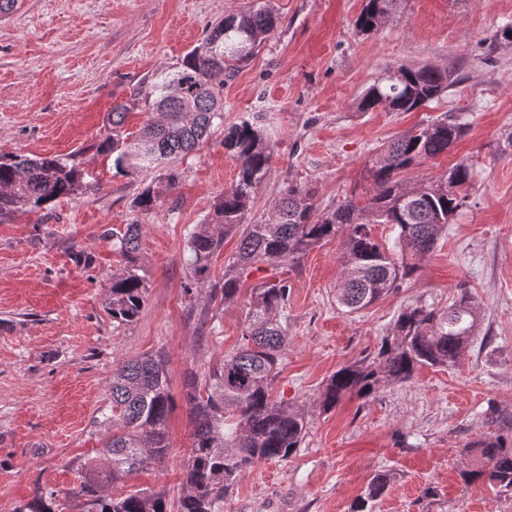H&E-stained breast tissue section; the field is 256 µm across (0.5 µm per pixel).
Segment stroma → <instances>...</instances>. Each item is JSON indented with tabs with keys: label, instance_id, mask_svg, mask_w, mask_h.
<instances>
[{
	"label": "stroma",
	"instance_id": "obj_1",
	"mask_svg": "<svg viewBox=\"0 0 512 512\" xmlns=\"http://www.w3.org/2000/svg\"><path fill=\"white\" fill-rule=\"evenodd\" d=\"M250 0H18L0 22V153L77 155L86 191L52 211L0 223V512H17L37 490L58 512H88L73 495L99 460L102 414L123 362L165 353L176 406L169 455L129 476L123 490L177 499L193 445L189 378L204 381L241 338L247 293L231 302L187 289L184 245L233 184L236 163L223 127L196 152L137 176L115 174L98 143L113 105L156 80L218 19ZM278 17L259 53L224 81V122L257 121L276 144L273 174L255 190L249 220L266 215L286 183L311 188L319 208L365 198L377 150L441 113L466 135L448 154L409 170L413 184L464 158L475 172L467 202L435 252L398 292L356 312L336 302L342 239L299 264L252 272L247 282L288 284V349L274 394L303 411L308 429L290 457L239 473L224 512H351L373 475L390 474L371 512H512V491L465 488L467 444L512 421V42H493L512 22V0H402L384 27L363 34V0H266ZM432 65L453 83L414 112H361L366 87L398 66ZM180 175L169 185V171ZM157 198L141 214L143 187ZM142 226L147 278L139 319L106 312L107 284L122 267L113 235ZM469 294L480 312L458 367H424L369 398L319 400L343 365L376 355L398 313L422 302L448 307Z\"/></svg>",
	"mask_w": 512,
	"mask_h": 512
}]
</instances>
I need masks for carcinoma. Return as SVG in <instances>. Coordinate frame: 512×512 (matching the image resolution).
<instances>
[{"label":"carcinoma","mask_w":512,"mask_h":512,"mask_svg":"<svg viewBox=\"0 0 512 512\" xmlns=\"http://www.w3.org/2000/svg\"><path fill=\"white\" fill-rule=\"evenodd\" d=\"M400 0H364L356 19L362 33L378 30L397 10ZM277 17L265 4L253 3L238 15L214 23L202 42L179 66L146 92L112 106L111 128L98 150L112 154V168L134 176L187 155L207 142L214 127L224 122V77L252 58L274 31ZM448 71L432 66L400 68L368 87L358 109L381 106L391 112H415L439 98L448 87ZM156 113L140 135H124L129 112L141 106ZM465 134L463 126L443 114L395 137L371 160L372 189L364 202L346 200L319 210L309 188L290 184L259 224L245 223L255 188L273 172L275 149L264 129L242 120L224 130L225 153L238 165L234 185L220 196L213 214L186 241L187 288H210L224 301L234 300L246 272L267 265L296 264L324 240L343 237L339 305L361 311L398 291L431 255L450 218L464 204L473 169L460 161L448 173L418 187L402 174L435 159ZM86 187L84 172L73 157L0 155V221L21 210L52 208L62 197ZM135 207L149 214L157 207L151 186L135 198ZM374 224H391L397 231L389 251L372 235ZM141 225L129 224L113 246L125 260L112 275L106 303L119 324L138 320L145 302L147 281L138 265ZM239 236L238 251L224 265L221 279L212 278L211 260L229 234ZM288 285L259 282L251 291L245 326L237 351L213 369L205 387L188 384L186 398L194 424L193 445L185 464L184 491L177 512H222L224 495L246 467L287 458L300 447L308 421L304 412L273 396L283 354L288 346L283 308ZM480 316L463 293L446 310L416 304L402 311L392 335L383 339L377 358L346 364L327 380L320 400L325 408L344 397L366 398L386 383L412 379L422 367L451 369L476 337ZM112 412L122 428L104 440L107 464L88 465L74 494L85 498L89 512H170L165 495L147 490L108 494L144 466L164 460L170 448L166 425L174 406L166 360L148 355L123 363L112 373ZM463 453L471 466L459 473L466 487L483 484L512 490V438L486 433L470 442ZM391 476L378 473L366 496L352 512H367L368 503L389 489ZM20 512H58L52 492L36 494Z\"/></svg>","instance_id":"cac0c4a2"}]
</instances>
